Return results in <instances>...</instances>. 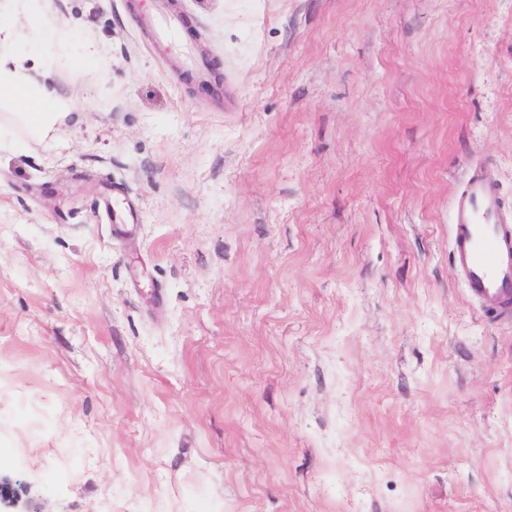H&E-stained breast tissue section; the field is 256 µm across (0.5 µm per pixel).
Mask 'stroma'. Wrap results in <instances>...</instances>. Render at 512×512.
Returning a JSON list of instances; mask_svg holds the SVG:
<instances>
[{"instance_id":"35a3bbf8","label":"stroma","mask_w":512,"mask_h":512,"mask_svg":"<svg viewBox=\"0 0 512 512\" xmlns=\"http://www.w3.org/2000/svg\"><path fill=\"white\" fill-rule=\"evenodd\" d=\"M31 6L72 107L0 130L20 512H512V322L449 242L470 161L512 209V0Z\"/></svg>"}]
</instances>
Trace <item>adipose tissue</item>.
I'll return each instance as SVG.
<instances>
[{
    "instance_id": "1",
    "label": "adipose tissue",
    "mask_w": 512,
    "mask_h": 512,
    "mask_svg": "<svg viewBox=\"0 0 512 512\" xmlns=\"http://www.w3.org/2000/svg\"><path fill=\"white\" fill-rule=\"evenodd\" d=\"M11 10L0 13V102L21 105L18 118L35 136L49 134L67 113V100L48 82L38 81L36 70L46 69L41 53L25 47L14 18L25 15L30 29L49 38V21L38 11L30 10L27 0H11Z\"/></svg>"
}]
</instances>
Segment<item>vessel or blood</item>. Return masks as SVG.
I'll use <instances>...</instances> for the list:
<instances>
[{
    "mask_svg": "<svg viewBox=\"0 0 512 512\" xmlns=\"http://www.w3.org/2000/svg\"><path fill=\"white\" fill-rule=\"evenodd\" d=\"M450 251L473 299L494 302L495 321H512V211L483 161L470 163L452 205Z\"/></svg>",
    "mask_w": 512,
    "mask_h": 512,
    "instance_id": "b4317fda",
    "label": "vessel or blood"
}]
</instances>
